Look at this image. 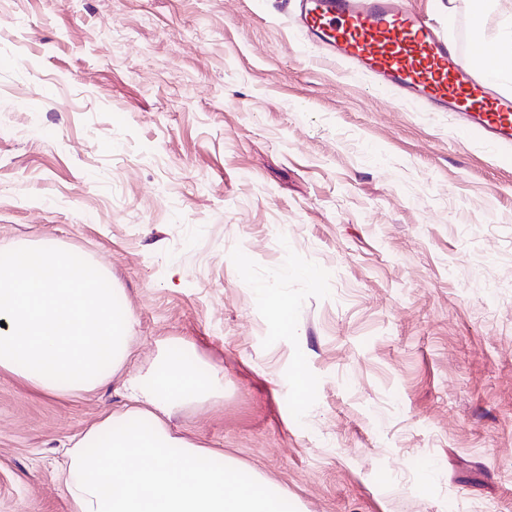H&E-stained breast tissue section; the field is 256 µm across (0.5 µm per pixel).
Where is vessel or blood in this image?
Wrapping results in <instances>:
<instances>
[{
    "label": "vessel or blood",
    "instance_id": "b4317fda",
    "mask_svg": "<svg viewBox=\"0 0 512 512\" xmlns=\"http://www.w3.org/2000/svg\"><path fill=\"white\" fill-rule=\"evenodd\" d=\"M294 23L325 56L336 58L373 84L421 112H449L462 135L498 151L512 145V95L494 75L466 59L461 47L405 0H295Z\"/></svg>",
    "mask_w": 512,
    "mask_h": 512
}]
</instances>
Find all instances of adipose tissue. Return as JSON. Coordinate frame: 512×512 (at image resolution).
Masks as SVG:
<instances>
[{"label":"adipose tissue","instance_id":"adipose-tissue-1","mask_svg":"<svg viewBox=\"0 0 512 512\" xmlns=\"http://www.w3.org/2000/svg\"><path fill=\"white\" fill-rule=\"evenodd\" d=\"M478 34L486 71L511 80L512 23ZM132 325L97 263L50 241L0 254V370L54 397L124 378L125 411L90 426L68 453L70 512H298L264 478H243L230 459L209 466L210 450L167 427L165 416L215 395L221 379L189 360L182 341L163 343L148 371L124 375Z\"/></svg>","mask_w":512,"mask_h":512}]
</instances>
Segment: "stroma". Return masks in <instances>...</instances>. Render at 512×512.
<instances>
[{
    "label": "stroma",
    "instance_id": "1",
    "mask_svg": "<svg viewBox=\"0 0 512 512\" xmlns=\"http://www.w3.org/2000/svg\"><path fill=\"white\" fill-rule=\"evenodd\" d=\"M409 5L467 44L472 0ZM43 241L111 273L132 372L170 339L223 371L168 426L300 512H512V156L286 0H0V250ZM124 404L0 371V512H68L71 438Z\"/></svg>",
    "mask_w": 512,
    "mask_h": 512
}]
</instances>
